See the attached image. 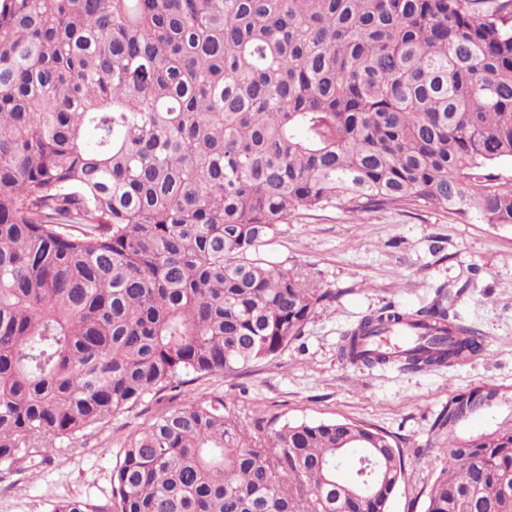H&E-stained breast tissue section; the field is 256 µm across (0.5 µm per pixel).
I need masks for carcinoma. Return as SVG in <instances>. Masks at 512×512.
Masks as SVG:
<instances>
[{"mask_svg":"<svg viewBox=\"0 0 512 512\" xmlns=\"http://www.w3.org/2000/svg\"><path fill=\"white\" fill-rule=\"evenodd\" d=\"M474 3L0 0V463L277 357L331 298L260 256L295 211L512 227V183L485 173L512 160V0ZM446 298L341 351L390 365L365 340L405 322L425 337L405 366L479 352ZM401 473L384 432L250 429L188 398L126 440L109 512H388ZM425 512H512V423L450 442Z\"/></svg>","mask_w":512,"mask_h":512,"instance_id":"cac0c4a2","label":"carcinoma"}]
</instances>
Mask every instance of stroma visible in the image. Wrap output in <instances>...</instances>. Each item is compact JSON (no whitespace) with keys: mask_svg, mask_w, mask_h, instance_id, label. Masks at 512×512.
Masks as SVG:
<instances>
[{"mask_svg":"<svg viewBox=\"0 0 512 512\" xmlns=\"http://www.w3.org/2000/svg\"><path fill=\"white\" fill-rule=\"evenodd\" d=\"M261 256L305 274L332 300L317 306L302 335L276 358L241 374L199 378L185 386V396L223 397L247 423L336 419L381 430L397 440L404 460L390 512H423L449 437L464 440L512 421V228L467 224L437 210L395 207L356 218L337 207L299 210ZM441 286L456 323L481 334L482 352L420 371L368 368L341 355L343 334L364 317L387 305L416 310ZM478 387L495 391L491 404L454 433L438 429L448 402ZM163 408L145 400L77 443H54L43 463L0 465V512H51L62 499L105 510L123 444Z\"/></svg>","mask_w":512,"mask_h":512,"instance_id":"stroma-1","label":"stroma"}]
</instances>
